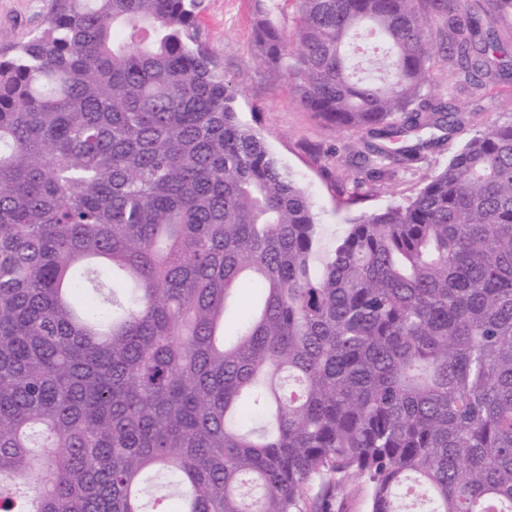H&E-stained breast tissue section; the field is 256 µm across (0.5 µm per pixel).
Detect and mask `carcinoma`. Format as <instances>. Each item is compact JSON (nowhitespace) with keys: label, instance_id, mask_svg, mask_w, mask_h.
I'll return each mask as SVG.
<instances>
[{"label":"carcinoma","instance_id":"carcinoma-1","mask_svg":"<svg viewBox=\"0 0 512 512\" xmlns=\"http://www.w3.org/2000/svg\"><path fill=\"white\" fill-rule=\"evenodd\" d=\"M283 3L260 65L371 177L460 125L437 60L497 72L467 0ZM198 7L52 0L0 57V512H512V121L326 249Z\"/></svg>","mask_w":512,"mask_h":512}]
</instances>
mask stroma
I'll return each mask as SVG.
<instances>
[{
    "label": "stroma",
    "mask_w": 512,
    "mask_h": 512,
    "mask_svg": "<svg viewBox=\"0 0 512 512\" xmlns=\"http://www.w3.org/2000/svg\"><path fill=\"white\" fill-rule=\"evenodd\" d=\"M51 0H0V56L10 55L13 43L42 29L50 16ZM477 15L495 13L493 31L502 51L498 77L477 89H461L455 70H448L431 89L464 117L462 126L441 146L421 151L413 159L392 165L377 183L355 186L361 177L355 150L361 134L324 126L307 112L278 79L257 62L249 0H202L200 36L216 52L224 77L237 91L240 120L265 138L270 151L306 188L318 213L325 244H332L349 219L416 192L423 179L442 169L449 156L489 126L512 120V12L496 14L495 0H468ZM359 191L353 206L340 203L334 189Z\"/></svg>",
    "instance_id": "1"
}]
</instances>
